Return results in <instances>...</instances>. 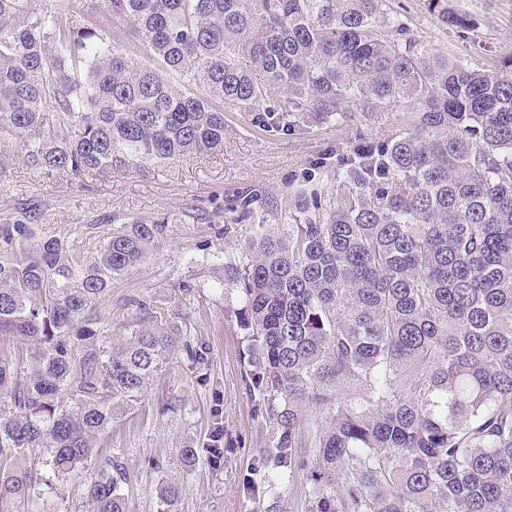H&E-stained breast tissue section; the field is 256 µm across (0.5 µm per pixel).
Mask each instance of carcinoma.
Returning a JSON list of instances; mask_svg holds the SVG:
<instances>
[{
	"instance_id": "obj_1",
	"label": "carcinoma",
	"mask_w": 512,
	"mask_h": 512,
	"mask_svg": "<svg viewBox=\"0 0 512 512\" xmlns=\"http://www.w3.org/2000/svg\"><path fill=\"white\" fill-rule=\"evenodd\" d=\"M0 0V184L17 158L86 173L224 147L225 113L294 131L406 108L394 135L336 148L347 192L288 193L285 228L250 237L241 286L244 382L269 440L243 488L304 474L305 512H512V56L484 70L410 35L395 0ZM129 21L147 62L104 29ZM168 218L84 226L44 205L0 218V512H47L138 400L179 325L134 297L112 334V281ZM42 453L46 474L26 465ZM118 462L91 512H128Z\"/></svg>"
}]
</instances>
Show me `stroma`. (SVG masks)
<instances>
[{
  "instance_id": "stroma-1",
  "label": "stroma",
  "mask_w": 512,
  "mask_h": 512,
  "mask_svg": "<svg viewBox=\"0 0 512 512\" xmlns=\"http://www.w3.org/2000/svg\"><path fill=\"white\" fill-rule=\"evenodd\" d=\"M411 33L426 46L490 70L512 55V0H447L449 13L469 14L462 29L442 23L425 0H401ZM406 111L373 118L355 113L343 124L292 132H266L229 113L223 151L193 159L131 164L75 178L17 162L0 184V217L27 198L41 200L52 231L64 232L102 217L113 223L169 218L166 238L114 280L108 305L122 323L131 296L147 297L178 319L183 336L137 402L103 431L85 468L47 490L48 512H88L87 486L98 465L119 459L129 480L122 486L129 512H265L269 499L244 492L268 434L242 382L246 344L239 284L224 274L226 257H240L254 224L273 223L270 205L308 178L319 163L336 160L337 147L366 133L386 138L401 128ZM252 215H244V199ZM201 349V360L186 346ZM222 450L213 460L211 448ZM196 449L193 461L183 451ZM181 484L173 506L159 489Z\"/></svg>"
}]
</instances>
